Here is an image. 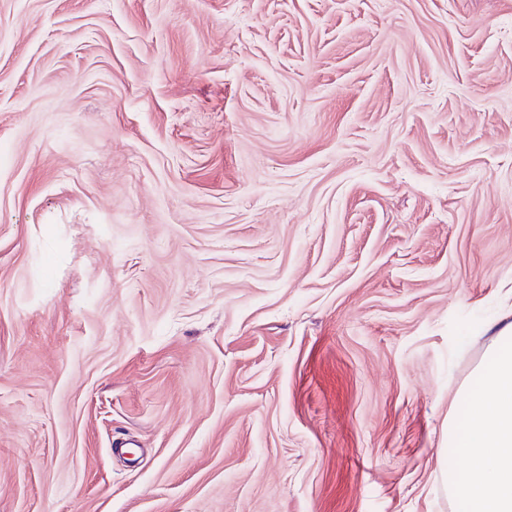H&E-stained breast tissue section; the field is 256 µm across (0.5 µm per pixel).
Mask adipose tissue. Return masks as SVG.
<instances>
[{"mask_svg": "<svg viewBox=\"0 0 512 512\" xmlns=\"http://www.w3.org/2000/svg\"><path fill=\"white\" fill-rule=\"evenodd\" d=\"M448 417L446 447L455 512H512V323L492 336Z\"/></svg>", "mask_w": 512, "mask_h": 512, "instance_id": "1", "label": "adipose tissue"}]
</instances>
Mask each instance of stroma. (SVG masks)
<instances>
[{
  "label": "stroma",
  "instance_id": "stroma-1",
  "mask_svg": "<svg viewBox=\"0 0 512 512\" xmlns=\"http://www.w3.org/2000/svg\"><path fill=\"white\" fill-rule=\"evenodd\" d=\"M512 322V0H0V512H453Z\"/></svg>",
  "mask_w": 512,
  "mask_h": 512
}]
</instances>
